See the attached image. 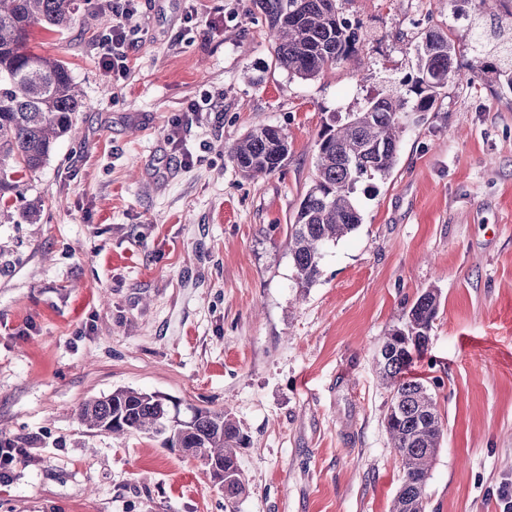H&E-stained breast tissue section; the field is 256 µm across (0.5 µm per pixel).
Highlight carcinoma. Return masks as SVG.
I'll use <instances>...</instances> for the list:
<instances>
[{
  "instance_id": "1",
  "label": "carcinoma",
  "mask_w": 512,
  "mask_h": 512,
  "mask_svg": "<svg viewBox=\"0 0 512 512\" xmlns=\"http://www.w3.org/2000/svg\"><path fill=\"white\" fill-rule=\"evenodd\" d=\"M336 2L252 0L267 26L277 67L293 78L314 81L352 57L359 35L340 16ZM78 8V0H0V196L17 190V170L33 171L49 160L84 111L66 63L28 47L33 27L59 32ZM456 56L449 34L427 33L415 48L414 74L369 98L343 122L325 125L316 178L288 225L299 287L318 281L324 247L361 224L357 184L390 175L405 132L400 114L433 111L448 82L460 77ZM287 156L288 137L273 125L252 128L230 148L232 162L249 179L276 171ZM439 305L436 290L420 294L377 356L380 378L391 393L385 429L401 472L390 512H425L429 470L444 435L433 393L422 378L409 375L414 357L428 347ZM77 419L93 433H141L165 448H199L208 471L224 470V499L232 503L246 491L239 465L246 437L226 410L194 408L190 417L175 418L170 398L118 388L81 403Z\"/></svg>"
}]
</instances>
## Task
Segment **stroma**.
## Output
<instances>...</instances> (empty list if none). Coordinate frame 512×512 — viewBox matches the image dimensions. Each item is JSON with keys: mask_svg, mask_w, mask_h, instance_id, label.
<instances>
[{"mask_svg": "<svg viewBox=\"0 0 512 512\" xmlns=\"http://www.w3.org/2000/svg\"><path fill=\"white\" fill-rule=\"evenodd\" d=\"M125 66L94 28L34 29L86 104L45 165L19 173L36 224H0V432L26 445L0 512H390L401 473L376 354L426 289L440 307L413 372L445 435L426 512H500L512 484V89L481 74L452 0H338L359 52L315 81L289 77L249 0H137ZM217 22L206 32V22ZM453 30L461 73L434 111L407 112L397 163L360 184L361 225L298 288L288 225L332 115L363 107ZM199 112L181 166L167 140ZM257 125L288 136L282 167L229 158ZM120 387L225 409L247 437L246 492L224 500L201 459L147 436L91 433L75 410Z\"/></svg>", "mask_w": 512, "mask_h": 512, "instance_id": "obj_1", "label": "stroma"}]
</instances>
